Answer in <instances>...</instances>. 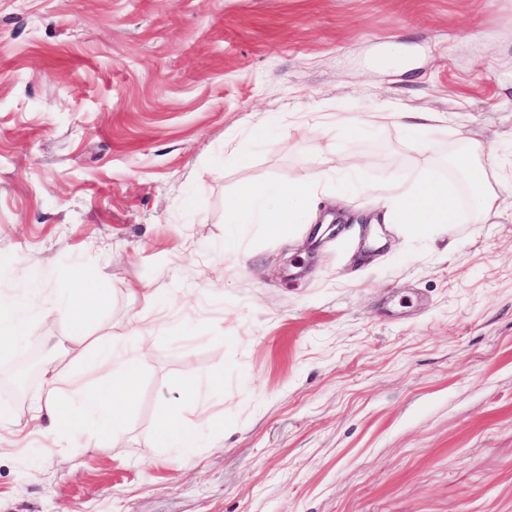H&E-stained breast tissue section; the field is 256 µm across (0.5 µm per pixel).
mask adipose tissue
I'll return each mask as SVG.
<instances>
[{"label":"adipose tissue","mask_w":512,"mask_h":512,"mask_svg":"<svg viewBox=\"0 0 512 512\" xmlns=\"http://www.w3.org/2000/svg\"><path fill=\"white\" fill-rule=\"evenodd\" d=\"M464 173L468 187L467 209H460L441 181L426 176L387 200L383 221L452 226L466 217L477 222L484 220L499 195L489 183L486 169L480 162L470 161L465 165ZM327 176V171L319 167L308 181L301 184L245 186L231 203L232 220L237 224L260 222L278 234L292 225L307 223V205ZM110 298V293L97 288L93 279L81 277L66 289L60 302L50 303L44 312L48 319L64 316L69 337L87 340L80 364L82 373L90 374L112 363L117 366L112 377L94 386L63 384L55 372L46 376L35 412L37 417L48 418L50 429L74 432L93 417L104 431L116 433L125 426L138 405L137 349H116L111 337L94 336L89 332L90 318L107 307Z\"/></svg>","instance_id":"1"}]
</instances>
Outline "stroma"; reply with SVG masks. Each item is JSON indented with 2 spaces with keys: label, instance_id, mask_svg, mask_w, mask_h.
Wrapping results in <instances>:
<instances>
[{
  "label": "stroma",
  "instance_id": "stroma-1",
  "mask_svg": "<svg viewBox=\"0 0 512 512\" xmlns=\"http://www.w3.org/2000/svg\"><path fill=\"white\" fill-rule=\"evenodd\" d=\"M474 145L483 222L365 223L426 173L460 194ZM319 165L336 237L230 223ZM82 274L94 335L150 338L139 407L49 452L42 376L0 389V512H512V0H0V300L31 322L1 375H78L42 311ZM169 409L215 425L164 447Z\"/></svg>",
  "mask_w": 512,
  "mask_h": 512
}]
</instances>
